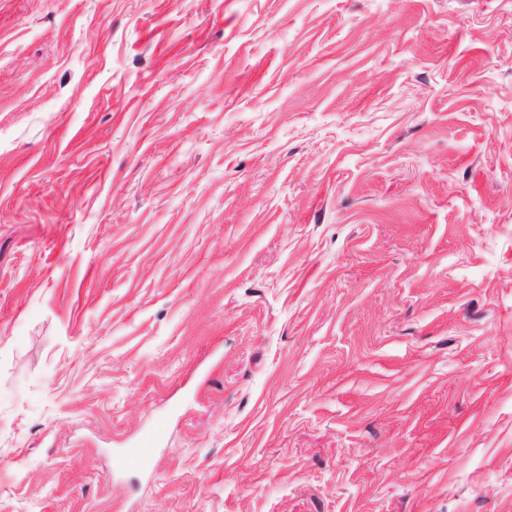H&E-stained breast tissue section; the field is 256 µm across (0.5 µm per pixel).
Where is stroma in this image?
<instances>
[{
  "label": "stroma",
  "instance_id": "1",
  "mask_svg": "<svg viewBox=\"0 0 512 512\" xmlns=\"http://www.w3.org/2000/svg\"><path fill=\"white\" fill-rule=\"evenodd\" d=\"M0 512H512V0H0Z\"/></svg>",
  "mask_w": 512,
  "mask_h": 512
}]
</instances>
